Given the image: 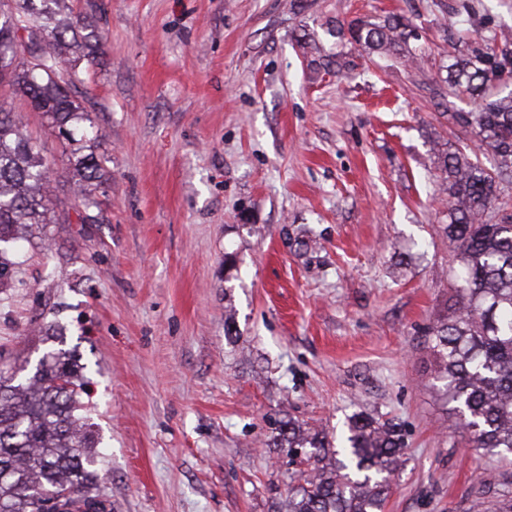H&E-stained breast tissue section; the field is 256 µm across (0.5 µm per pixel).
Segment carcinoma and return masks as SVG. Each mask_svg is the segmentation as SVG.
Listing matches in <instances>:
<instances>
[{"label":"carcinoma","mask_w":512,"mask_h":512,"mask_svg":"<svg viewBox=\"0 0 512 512\" xmlns=\"http://www.w3.org/2000/svg\"><path fill=\"white\" fill-rule=\"evenodd\" d=\"M346 33L365 50L404 57L418 38L396 16L336 22V36ZM104 44L73 0H0V97L27 99L47 130L63 137L62 172L81 224L99 222L96 192L112 180L99 128L80 101ZM505 77L512 78V39L504 33L468 55H448V88L479 103V111L451 118L472 129L493 165L471 160L466 145L439 157L450 197L442 231L460 275L448 315L426 334L451 426L468 447L502 459L512 455V93H491V82ZM53 174L21 115L0 105V293L23 283L8 255L61 221ZM81 370L63 349L46 352L26 375L25 366L0 362V512H82L88 501L112 512L98 481L102 457ZM271 445L309 467L288 492V512H383L405 442L400 425L359 412L337 443L289 420L277 424ZM469 512H512V491L495 500L482 492Z\"/></svg>","instance_id":"carcinoma-1"}]
</instances>
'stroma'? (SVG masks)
Listing matches in <instances>:
<instances>
[{
  "instance_id": "35a3bbf8",
  "label": "stroma",
  "mask_w": 512,
  "mask_h": 512,
  "mask_svg": "<svg viewBox=\"0 0 512 512\" xmlns=\"http://www.w3.org/2000/svg\"><path fill=\"white\" fill-rule=\"evenodd\" d=\"M443 1L512 32V0H78L106 37L83 92L112 182L100 223L25 244L0 357L36 364L49 325L76 349L112 512H283L270 420L336 434L361 411L406 431L384 512L505 489L425 345L458 269L437 160L475 142L440 104ZM389 15L421 27L413 59L334 33Z\"/></svg>"
}]
</instances>
